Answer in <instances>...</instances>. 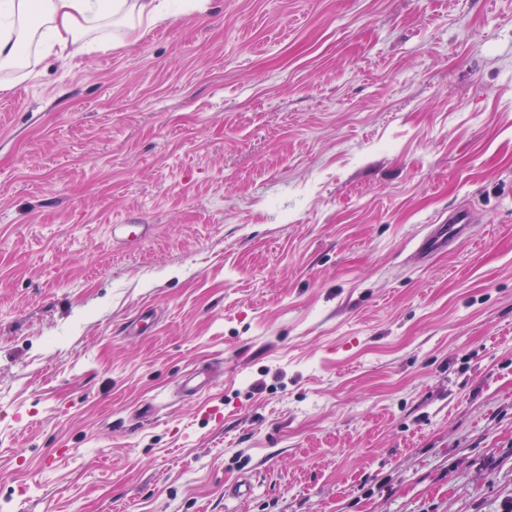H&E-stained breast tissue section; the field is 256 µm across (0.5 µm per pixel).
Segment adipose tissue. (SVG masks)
Masks as SVG:
<instances>
[{
  "label": "adipose tissue",
  "mask_w": 512,
  "mask_h": 512,
  "mask_svg": "<svg viewBox=\"0 0 512 512\" xmlns=\"http://www.w3.org/2000/svg\"><path fill=\"white\" fill-rule=\"evenodd\" d=\"M211 0H0V92L28 79L44 57L87 52L92 34H123L188 14H206Z\"/></svg>",
  "instance_id": "ef3b65f1"
}]
</instances>
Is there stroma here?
<instances>
[{
  "label": "stroma",
  "instance_id": "1",
  "mask_svg": "<svg viewBox=\"0 0 512 512\" xmlns=\"http://www.w3.org/2000/svg\"><path fill=\"white\" fill-rule=\"evenodd\" d=\"M214 4L0 93V512H498L512 0ZM475 221V212L466 207H458L443 216L437 224H428L427 231L415 242L409 261L414 266L428 262L439 254L454 250L458 242L467 237Z\"/></svg>",
  "mask_w": 512,
  "mask_h": 512
}]
</instances>
